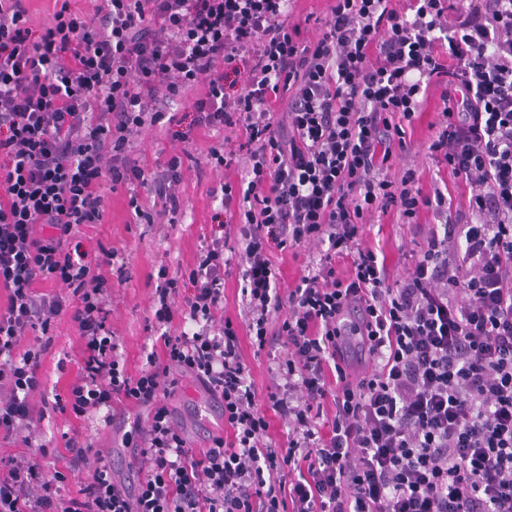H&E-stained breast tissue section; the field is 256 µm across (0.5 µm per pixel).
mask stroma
Instances as JSON below:
<instances>
[{
  "label": "stroma",
  "instance_id": "stroma-1",
  "mask_svg": "<svg viewBox=\"0 0 512 512\" xmlns=\"http://www.w3.org/2000/svg\"><path fill=\"white\" fill-rule=\"evenodd\" d=\"M220 178L207 173L198 179L196 172L186 176L187 218L185 223L169 226L134 224L125 207L123 194L112 197L111 221L88 231V247L103 243L117 248L129 258L130 281L112 287V328L123 345V357L129 370L144 368L149 341L144 318L155 293L149 276L166 267L169 275L186 269L194 261L200 236L211 223L216 207L206 194V187ZM175 418L190 446L206 447L212 434L223 429L221 412L208 394L189 377H182L180 387L171 400Z\"/></svg>",
  "mask_w": 512,
  "mask_h": 512
}]
</instances>
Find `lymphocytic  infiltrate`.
Segmentation results:
<instances>
[{"instance_id": "1", "label": "lymphocytic infiltrate", "mask_w": 512, "mask_h": 512, "mask_svg": "<svg viewBox=\"0 0 512 512\" xmlns=\"http://www.w3.org/2000/svg\"><path fill=\"white\" fill-rule=\"evenodd\" d=\"M294 9L54 0L39 25L28 0H0V444L36 446L0 455V512H512V0H330L308 29ZM435 88L427 153L461 202L396 166ZM149 130L207 139L226 177L207 190L220 205L195 262L155 289L133 374L109 323L131 274L83 243L118 192L132 223H182L198 161L162 148L145 164ZM390 214L410 234L398 278L365 244ZM278 251L309 257L285 291ZM65 315L78 374L50 397L42 367ZM246 337L269 361L261 394ZM183 374L222 411L204 448L172 417ZM128 407L131 487L88 432ZM50 409L78 422L59 447L40 440ZM56 452L65 469L44 465Z\"/></svg>"}]
</instances>
